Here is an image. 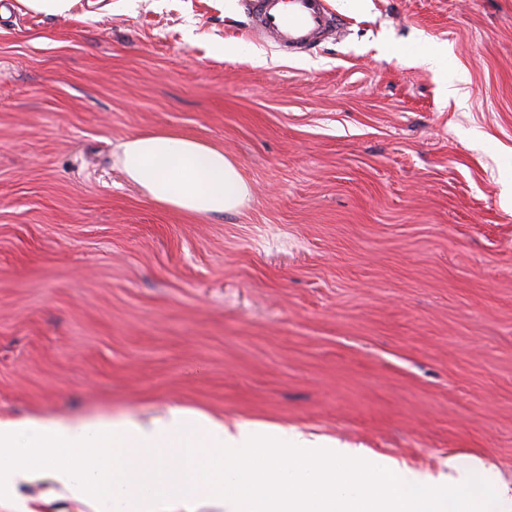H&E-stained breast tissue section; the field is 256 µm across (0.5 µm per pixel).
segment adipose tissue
<instances>
[{
    "mask_svg": "<svg viewBox=\"0 0 512 512\" xmlns=\"http://www.w3.org/2000/svg\"><path fill=\"white\" fill-rule=\"evenodd\" d=\"M114 163L150 202L191 217L237 212L251 196L223 146L175 129L127 137ZM0 447L14 452L0 464L7 512H47L48 499H14L39 473L92 512H512V484L472 461L449 457L447 472L432 476L291 429L184 409L136 422L0 417ZM60 448L72 453L64 466Z\"/></svg>",
    "mask_w": 512,
    "mask_h": 512,
    "instance_id": "obj_1",
    "label": "adipose tissue"
}]
</instances>
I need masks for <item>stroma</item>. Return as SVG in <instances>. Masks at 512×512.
I'll return each instance as SVG.
<instances>
[{"instance_id":"obj_1","label":"stroma","mask_w":512,"mask_h":512,"mask_svg":"<svg viewBox=\"0 0 512 512\" xmlns=\"http://www.w3.org/2000/svg\"><path fill=\"white\" fill-rule=\"evenodd\" d=\"M237 2L0 0V415L185 408L512 482V0H328L294 56ZM159 129L223 145L240 213L127 181ZM23 5L34 12L48 15H67L77 0H20Z\"/></svg>"}]
</instances>
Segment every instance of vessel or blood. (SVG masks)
Wrapping results in <instances>:
<instances>
[{"label":"vessel or blood","instance_id":"vessel-or-blood-1","mask_svg":"<svg viewBox=\"0 0 512 512\" xmlns=\"http://www.w3.org/2000/svg\"><path fill=\"white\" fill-rule=\"evenodd\" d=\"M240 4L250 19V35L285 53L334 37L341 26L327 0H240Z\"/></svg>","mask_w":512,"mask_h":512}]
</instances>
